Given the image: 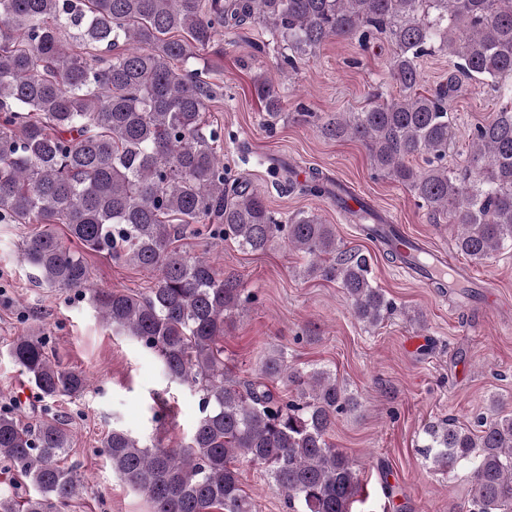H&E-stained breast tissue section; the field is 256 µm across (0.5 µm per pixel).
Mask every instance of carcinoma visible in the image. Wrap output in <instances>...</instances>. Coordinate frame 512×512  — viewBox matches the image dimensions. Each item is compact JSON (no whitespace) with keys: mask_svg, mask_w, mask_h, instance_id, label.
Returning a JSON list of instances; mask_svg holds the SVG:
<instances>
[{"mask_svg":"<svg viewBox=\"0 0 512 512\" xmlns=\"http://www.w3.org/2000/svg\"><path fill=\"white\" fill-rule=\"evenodd\" d=\"M246 23L300 55L332 38L365 48L390 42L398 95L327 119L324 133L360 140L429 216L457 225L461 254L480 261L512 242V0H0V223L44 225L23 246L38 284L89 294L113 332L139 341L169 381L198 394L201 416L185 445L163 447L120 428L103 441L112 470L146 494L153 512H254L235 467L240 455L293 512H352L360 471L327 435L356 398L330 372L289 364L282 349L265 356L263 380H234L224 330L256 295L177 245L187 226L204 221L248 252L285 238L308 259L307 274L342 288L359 322L376 326L393 310L368 279L367 258L336 256L334 225L305 212L278 217L247 186L227 190L221 134L205 119L211 88L186 64L217 31ZM65 28L75 30L74 43L62 40ZM435 50L448 54V84L426 94L419 60ZM467 80L490 87L502 105L474 128L458 171L448 167L455 119L446 100L467 91ZM256 91L278 116L279 88L262 79ZM299 188L338 196L337 183L318 172ZM350 217L375 238L370 208ZM93 253L155 273L153 288L90 287ZM8 353L44 399L79 397L90 384L52 361L40 336L15 337ZM282 378L294 395L269 387ZM427 435L433 467L469 470L468 512H512V414ZM70 445L59 419L25 424L0 409V459L38 492L22 505L0 494V512H68L81 485L76 469L60 465Z\"/></svg>","mask_w":512,"mask_h":512,"instance_id":"obj_1","label":"carcinoma"}]
</instances>
